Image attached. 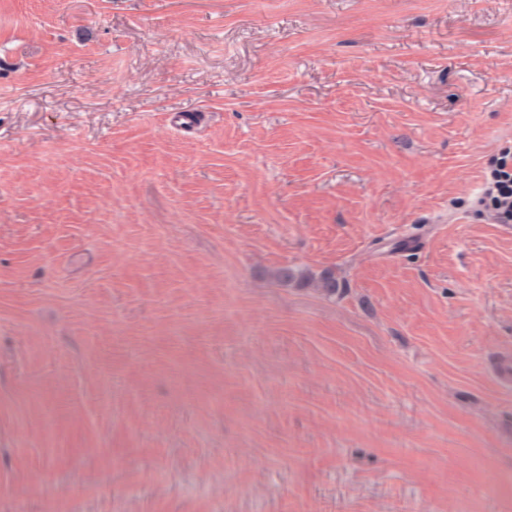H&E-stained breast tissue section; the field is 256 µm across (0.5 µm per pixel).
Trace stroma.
I'll use <instances>...</instances> for the list:
<instances>
[{"instance_id": "1", "label": "stroma", "mask_w": 512, "mask_h": 512, "mask_svg": "<svg viewBox=\"0 0 512 512\" xmlns=\"http://www.w3.org/2000/svg\"><path fill=\"white\" fill-rule=\"evenodd\" d=\"M506 150L512 0H0V512H512ZM483 202L493 224H512V152L491 159L484 178ZM490 372L498 387L503 391L512 390V353L497 356L490 365Z\"/></svg>"}]
</instances>
